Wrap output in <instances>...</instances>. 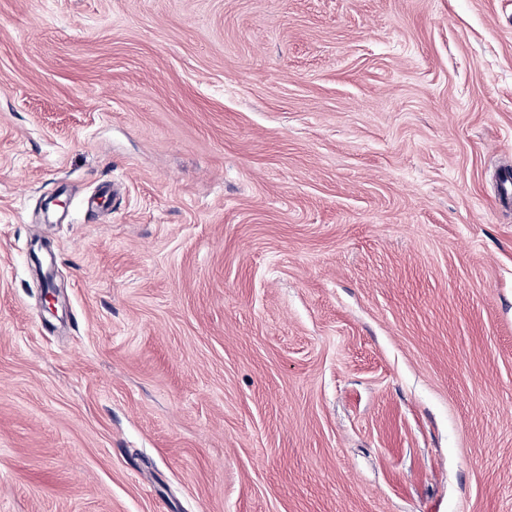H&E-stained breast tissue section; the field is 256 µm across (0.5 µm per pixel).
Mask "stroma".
<instances>
[{
  "instance_id": "obj_1",
  "label": "stroma",
  "mask_w": 512,
  "mask_h": 512,
  "mask_svg": "<svg viewBox=\"0 0 512 512\" xmlns=\"http://www.w3.org/2000/svg\"><path fill=\"white\" fill-rule=\"evenodd\" d=\"M505 163L512 0H0V512H512Z\"/></svg>"
}]
</instances>
